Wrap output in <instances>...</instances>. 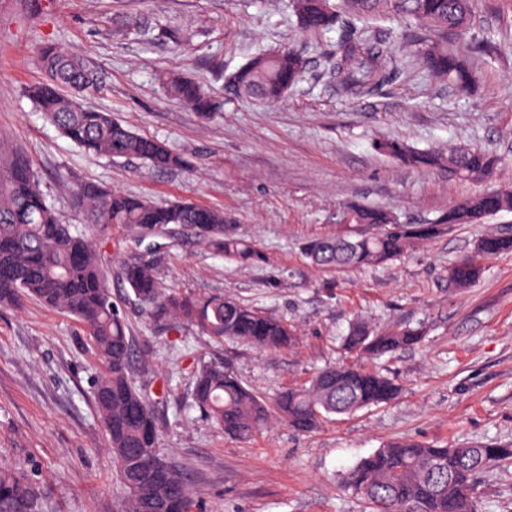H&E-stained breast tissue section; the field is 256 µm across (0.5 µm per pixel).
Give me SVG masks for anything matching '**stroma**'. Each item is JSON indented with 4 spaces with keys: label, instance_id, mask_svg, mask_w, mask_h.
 Masks as SVG:
<instances>
[{
    "label": "stroma",
    "instance_id": "obj_1",
    "mask_svg": "<svg viewBox=\"0 0 512 512\" xmlns=\"http://www.w3.org/2000/svg\"><path fill=\"white\" fill-rule=\"evenodd\" d=\"M345 32L301 33L291 0H0V144L26 155L63 223H84L75 198L84 184L224 211L263 261L243 267L180 237L167 281L193 299L234 296L298 329L294 349L267 353L191 323L158 332L124 304L149 362L162 453L184 476L192 512H365L340 475L387 442L512 445V253L483 260L471 287L448 282L449 265L473 254L484 225L457 227L379 267L325 270L304 254L310 238L352 230L354 203L418 224L483 187L512 188V0H475L466 37L448 38L478 76L469 91L400 52L395 82L346 97L326 63ZM47 45L99 72L90 106L163 142L186 166L148 171L91 158L45 123L27 90L47 77ZM289 47L307 70L282 102L225 93L229 74L254 54ZM162 72L223 97V112L204 119L177 104ZM382 137L420 149L481 147L505 163L488 184L458 181L382 156ZM359 318L425 334L380 360L402 386L390 404L309 434L278 423L249 440L225 436L191 407L199 362L223 361L269 400L336 362L338 336ZM101 370L72 317L32 300L0 308V461L36 474L47 512H118L117 468L91 402ZM476 495L481 512H512V466L482 475Z\"/></svg>",
    "mask_w": 512,
    "mask_h": 512
}]
</instances>
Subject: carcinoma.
<instances>
[{
	"instance_id": "obj_1",
	"label": "carcinoma",
	"mask_w": 512,
	"mask_h": 512,
	"mask_svg": "<svg viewBox=\"0 0 512 512\" xmlns=\"http://www.w3.org/2000/svg\"><path fill=\"white\" fill-rule=\"evenodd\" d=\"M305 32H322L342 18L392 16L463 36L471 24L473 0H292ZM410 51L433 77L466 91L472 72L443 40L413 42ZM48 77L28 89L44 119L88 154L138 160L151 169L179 167L184 159L164 143L142 135L111 114L87 106L84 97L97 90L96 71L69 51H42ZM331 77L346 94L367 95L396 75L393 48L384 39L346 36L328 57ZM306 61L285 49L258 53L227 79L235 96L263 104L277 103L302 78ZM175 102L208 118L224 110V99L177 74L161 78ZM377 152L416 169L446 170L459 179L489 180L501 158L482 148L420 150L394 139L375 142ZM88 225L79 229L61 221L41 189L40 180L19 150L0 148V306L24 298L74 317L85 328L105 371L94 384L93 403L109 439L122 489L119 512H190L185 480L163 458L159 421L149 396L137 384L136 371L146 365L134 354V337L122 308L112 296L104 269L101 233L111 225L129 232L119 276L140 311L155 327L170 329L195 323L209 336L283 353L297 342L296 327L233 298L212 295L192 300L170 288L163 270L167 248L176 235L199 238L207 248L244 265L262 260L260 252L227 224L224 212L190 201L157 203L117 190L84 185L77 191ZM353 219L368 233L323 236L309 240L305 255L323 269L346 270L385 265L412 244L432 240L459 224H486L512 212V190L494 189L467 196L425 224H402L381 207L356 205ZM480 240L492 251L476 248L448 267V281L466 288L481 273L479 259L512 252V236L487 232ZM416 329L376 330L357 321L342 338L350 354L317 370L305 383L281 391L265 403L222 362L196 368L192 402L224 434L250 439L274 422L311 432L338 415L392 402L399 384L372 362L420 343ZM512 462V445L474 443L434 445L396 440L376 449L342 473L344 487L359 495L370 512H478L474 498L479 474ZM0 512H42L41 495L25 475L0 465Z\"/></svg>"
}]
</instances>
